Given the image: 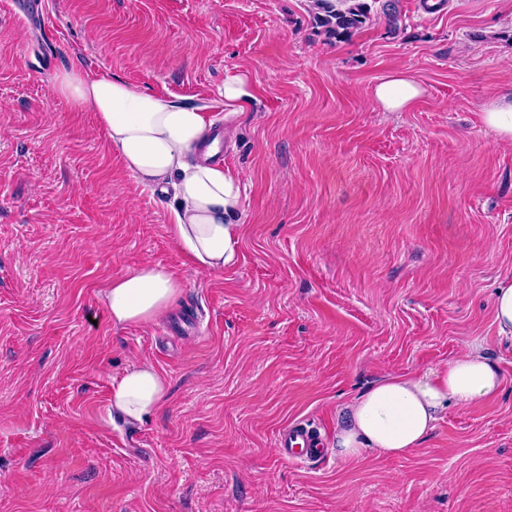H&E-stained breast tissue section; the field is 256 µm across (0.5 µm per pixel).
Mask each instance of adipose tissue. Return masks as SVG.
Returning <instances> with one entry per match:
<instances>
[{
	"instance_id": "ef3b65f1",
	"label": "adipose tissue",
	"mask_w": 512,
	"mask_h": 512,
	"mask_svg": "<svg viewBox=\"0 0 512 512\" xmlns=\"http://www.w3.org/2000/svg\"><path fill=\"white\" fill-rule=\"evenodd\" d=\"M54 90L78 111L94 113L115 152L145 188H172L170 233L177 245L205 272H220L236 259L243 235L239 220L242 180L211 162V130L201 107L148 94L80 67L57 75ZM423 89L405 71L377 83L371 98L388 112L408 110ZM179 292L164 266L146 263L112 280L104 291L112 326L146 324L165 315ZM499 368L482 346L419 374L377 382L346 405L333 446L347 459L365 451L399 457L418 448L449 405L469 406L496 396ZM168 382L154 366L142 363L113 379L110 409L134 422L149 419L164 403Z\"/></svg>"
}]
</instances>
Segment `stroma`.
Instances as JSON below:
<instances>
[{
    "mask_svg": "<svg viewBox=\"0 0 512 512\" xmlns=\"http://www.w3.org/2000/svg\"><path fill=\"white\" fill-rule=\"evenodd\" d=\"M399 0L336 41L311 0H0V512H512V143L481 121L512 94V0ZM201 106L242 177L235 264L198 269L95 116L53 92L76 64ZM406 70L409 111L372 87ZM258 88L224 112V79ZM151 262L180 291L154 323L112 326L103 291ZM482 345L494 399L449 406L399 458L332 437L371 383ZM148 362L169 394L147 421L109 412ZM423 88L405 71L397 70L377 83L371 98L375 104L388 112L408 110L421 96ZM493 315L498 336L512 337V281H505L496 289ZM278 446L282 454L293 462L315 461L325 450L321 432L302 421L291 422L279 432Z\"/></svg>",
    "mask_w": 512,
    "mask_h": 512,
    "instance_id": "35a3bbf8",
    "label": "stroma"
}]
</instances>
